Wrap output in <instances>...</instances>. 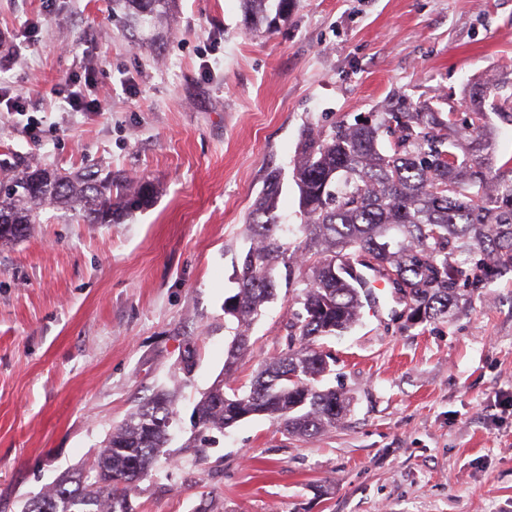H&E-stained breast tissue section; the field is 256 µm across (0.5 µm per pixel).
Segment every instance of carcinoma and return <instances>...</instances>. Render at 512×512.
Wrapping results in <instances>:
<instances>
[{"label":"carcinoma","mask_w":512,"mask_h":512,"mask_svg":"<svg viewBox=\"0 0 512 512\" xmlns=\"http://www.w3.org/2000/svg\"><path fill=\"white\" fill-rule=\"evenodd\" d=\"M174 0H112V19L144 41L145 30L162 25ZM247 29L266 18L270 0H241ZM460 118L428 106L384 112L374 124H339L302 131L293 178L299 194L298 230L290 247L277 236L281 175L267 174L252 204L250 248L266 260L252 266L241 258L236 271L239 299L224 307L235 324L223 378L193 410V427L219 433L264 415L290 436H311L336 426L350 398L321 388L318 338L346 332L356 322L361 289L353 262L385 272L393 292L409 307L407 321L446 320L470 302L473 288L512 271V176L495 167V127L484 104ZM390 137V148L381 146ZM151 189L93 170L74 175L25 168L0 181V242L16 243L40 222L46 207L64 209L92 224H112L145 206ZM463 260H457V257ZM307 269L295 297L302 306L288 322V350L274 357L250 385L232 379L249 348V327L261 307L275 299L278 265ZM176 395L161 390L145 399L112 430L80 493L58 487L45 493L59 500L58 512H132V476L143 477L163 454Z\"/></svg>","instance_id":"carcinoma-1"}]
</instances>
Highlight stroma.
Masks as SVG:
<instances>
[{
	"instance_id": "stroma-1",
	"label": "stroma",
	"mask_w": 512,
	"mask_h": 512,
	"mask_svg": "<svg viewBox=\"0 0 512 512\" xmlns=\"http://www.w3.org/2000/svg\"><path fill=\"white\" fill-rule=\"evenodd\" d=\"M242 20L240 0H177L159 46H137L112 0H0V85L25 106L0 112V160L155 189L121 223L48 209L0 246V512L88 468L160 389L177 391V421L133 512H512V273L448 320L407 325L390 294L320 338L333 359L320 387L352 398L336 427L296 438L253 416L188 448L194 406L224 372V300L269 171L282 173L278 234L301 239L302 130L458 111L476 84L512 97V0H293L276 26ZM84 66L104 111L54 93ZM302 286L252 324L238 382L287 350Z\"/></svg>"
}]
</instances>
